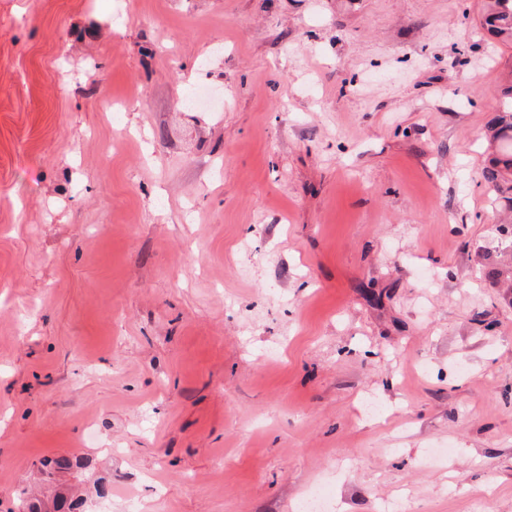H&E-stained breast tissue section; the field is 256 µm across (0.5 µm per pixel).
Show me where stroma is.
<instances>
[{"label": "stroma", "mask_w": 512, "mask_h": 512, "mask_svg": "<svg viewBox=\"0 0 512 512\" xmlns=\"http://www.w3.org/2000/svg\"><path fill=\"white\" fill-rule=\"evenodd\" d=\"M482 5L0 0V512H512ZM53 461L54 466L56 468V474L53 473H45L41 469L36 472L44 479V481H47L49 483L53 482H59L61 480V477L64 476L65 473L68 475L70 474V471L74 468H85V465L80 462V460L75 459L73 461L70 458L67 457H43L41 458L37 463H35L34 466L37 467L39 464H44V461Z\"/></svg>", "instance_id": "35a3bbf8"}]
</instances>
